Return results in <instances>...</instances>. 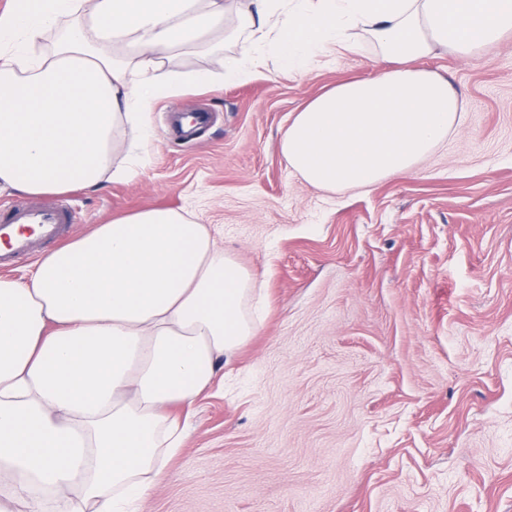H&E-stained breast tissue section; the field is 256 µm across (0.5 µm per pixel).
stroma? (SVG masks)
<instances>
[{
	"label": "stroma",
	"instance_id": "1",
	"mask_svg": "<svg viewBox=\"0 0 512 512\" xmlns=\"http://www.w3.org/2000/svg\"><path fill=\"white\" fill-rule=\"evenodd\" d=\"M373 48L305 73L157 98L134 176L72 192L71 237L184 209L262 284V323L197 398L143 512H512V38L422 67L459 131L412 174L330 192L288 167L294 112L375 76ZM212 124L177 141L168 117Z\"/></svg>",
	"mask_w": 512,
	"mask_h": 512
}]
</instances>
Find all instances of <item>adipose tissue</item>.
I'll use <instances>...</instances> for the list:
<instances>
[{"label":"adipose tissue","mask_w":512,"mask_h":512,"mask_svg":"<svg viewBox=\"0 0 512 512\" xmlns=\"http://www.w3.org/2000/svg\"><path fill=\"white\" fill-rule=\"evenodd\" d=\"M240 33L221 77L265 54L303 72L375 49L378 75L336 84L297 112L281 153L311 185L367 189L415 171L462 123L447 78L417 67L512 34V0H12L0 14V192L94 189L134 168L118 147L156 141L161 95L208 83L178 50ZM51 45H44L48 32ZM253 273L207 225L138 211L0 277V512H139L183 446L192 404L259 330Z\"/></svg>","instance_id":"1"}]
</instances>
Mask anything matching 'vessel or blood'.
<instances>
[{"mask_svg":"<svg viewBox=\"0 0 512 512\" xmlns=\"http://www.w3.org/2000/svg\"><path fill=\"white\" fill-rule=\"evenodd\" d=\"M73 222L74 210L65 199L41 206L0 205V271L32 254L42 240L63 239Z\"/></svg>","mask_w":512,"mask_h":512,"instance_id":"b4317fda","label":"vessel or blood"}]
</instances>
